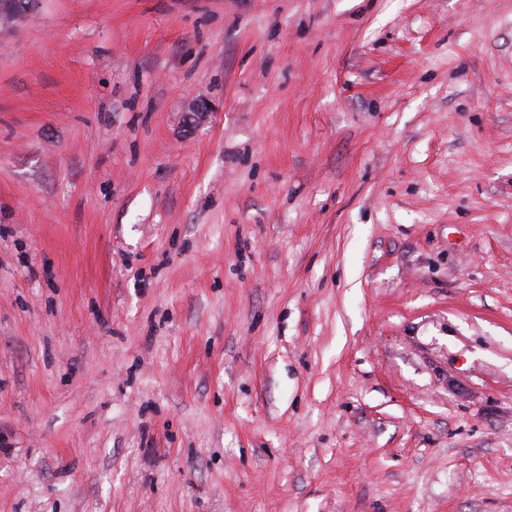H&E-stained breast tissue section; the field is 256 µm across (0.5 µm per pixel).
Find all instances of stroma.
Returning <instances> with one entry per match:
<instances>
[{
  "instance_id": "35a3bbf8",
  "label": "stroma",
  "mask_w": 512,
  "mask_h": 512,
  "mask_svg": "<svg viewBox=\"0 0 512 512\" xmlns=\"http://www.w3.org/2000/svg\"><path fill=\"white\" fill-rule=\"evenodd\" d=\"M0 512H512V0L0 34Z\"/></svg>"
}]
</instances>
